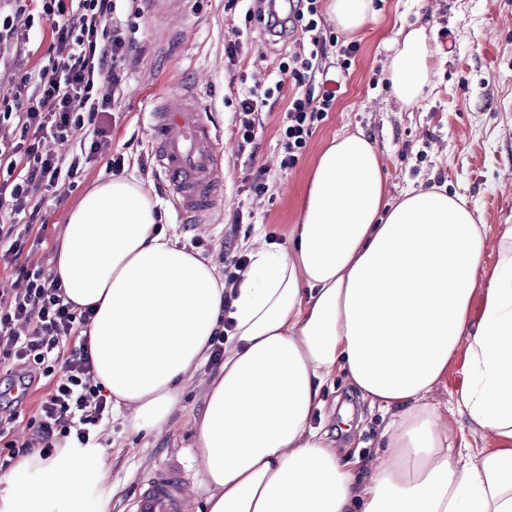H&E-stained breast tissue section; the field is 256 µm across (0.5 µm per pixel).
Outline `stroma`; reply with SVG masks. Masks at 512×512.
<instances>
[{
	"mask_svg": "<svg viewBox=\"0 0 512 512\" xmlns=\"http://www.w3.org/2000/svg\"><path fill=\"white\" fill-rule=\"evenodd\" d=\"M227 0H187L178 17L145 10L136 35L138 51L124 97L116 107L112 147L124 154V176L140 179L158 201L162 225L178 246L205 262H215L225 237L250 250L257 234L277 235L287 244L298 223L302 200L320 154L345 132L363 131L381 156L391 197L421 187L437 186L466 198L488 228L487 262H494L495 244L505 225H512V0H372V13L358 32L337 30L323 17L325 33L334 34L325 65L343 73L342 92L332 112L316 122L296 166L281 169L279 128L291 86L260 106L259 134L248 150H240L234 134L235 107L255 84L276 70L286 44L270 42L259 24H246L243 8L228 9ZM250 26L236 64L224 55V41L235 27ZM422 26L434 53L435 75L424 97L414 106L393 97L387 78L388 45L399 29ZM355 42L359 50L349 68H342L339 48ZM196 88L212 125L227 149L221 177L224 209L209 224H183L156 177L144 176L140 161L149 157L151 129L146 114L163 95ZM266 167L268 190L255 196L241 189L251 166ZM105 161L88 168L75 186L48 192L45 225L26 244L30 265L52 267L54 253L70 211L98 181L110 177ZM250 209L252 223L233 225L236 210ZM214 373L201 365L186 384L172 417V431L154 435L129 429L121 417L100 428L107 450L108 480L113 493L108 512H125L147 469L169 455L182 456L187 478L200 497H207L201 469L193 460L190 421L203 406V395ZM463 379L461 363L448 369V386L435 390L436 404L453 429L458 459L474 463L492 440L472 437L457 414L455 393ZM350 412L351 428L340 431L342 412ZM381 411L370 410L344 374L313 418L314 426L333 433L343 457L369 460L383 452Z\"/></svg>",
	"mask_w": 512,
	"mask_h": 512,
	"instance_id": "35a3bbf8",
	"label": "stroma"
}]
</instances>
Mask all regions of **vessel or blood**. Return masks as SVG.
<instances>
[{
    "label": "vessel or blood",
    "instance_id": "1",
    "mask_svg": "<svg viewBox=\"0 0 512 512\" xmlns=\"http://www.w3.org/2000/svg\"><path fill=\"white\" fill-rule=\"evenodd\" d=\"M149 122L150 152L168 200L182 221L210 223L224 208L222 137L199 96L184 89L162 97ZM197 498L183 462L174 458L141 479L129 512H195Z\"/></svg>",
    "mask_w": 512,
    "mask_h": 512
}]
</instances>
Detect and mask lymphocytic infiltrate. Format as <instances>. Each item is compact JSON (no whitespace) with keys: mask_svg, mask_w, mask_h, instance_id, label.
I'll list each match as a JSON object with an SVG mask.
<instances>
[{"mask_svg":"<svg viewBox=\"0 0 512 512\" xmlns=\"http://www.w3.org/2000/svg\"><path fill=\"white\" fill-rule=\"evenodd\" d=\"M117 2L0 0V271L17 277L15 288L0 294V364H11L23 392L50 379L30 421L33 442L45 454L72 435L88 444L112 414L111 400L94 380L85 335L91 310L75 309L59 277L27 266L23 254L45 191L74 184L100 159L116 173L125 166L124 154L112 150V111L143 10L132 0L122 16ZM245 20L273 36H297L272 85L237 107L236 135L248 146L258 135L260 105L293 84L279 128L280 166L287 170L298 163L315 122L332 111L341 89L339 78L322 65L328 38L319 0H291L284 17L273 0H249ZM42 31L49 34L46 51L33 67L15 73L16 57Z\"/></svg>","mask_w":512,"mask_h":512,"instance_id":"f902f5d3","label":"lymphocytic infiltrate"}]
</instances>
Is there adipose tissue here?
<instances>
[{"instance_id":"obj_1","label":"adipose tissue","mask_w":512,"mask_h":512,"mask_svg":"<svg viewBox=\"0 0 512 512\" xmlns=\"http://www.w3.org/2000/svg\"><path fill=\"white\" fill-rule=\"evenodd\" d=\"M424 28L392 43L391 91L432 82ZM137 181L98 183L71 210L55 258L68 301L93 308L94 375L129 427L162 434L208 357L220 317L233 343L195 416L206 512H512V226L498 259L464 199L421 188L389 198L363 132L336 137L287 245L257 248L232 305L215 265L177 247ZM463 359L456 405L495 448L456 458L429 401ZM346 373L388 416L376 463L344 461L312 424ZM107 450L65 438L0 474V512H107Z\"/></svg>"}]
</instances>
